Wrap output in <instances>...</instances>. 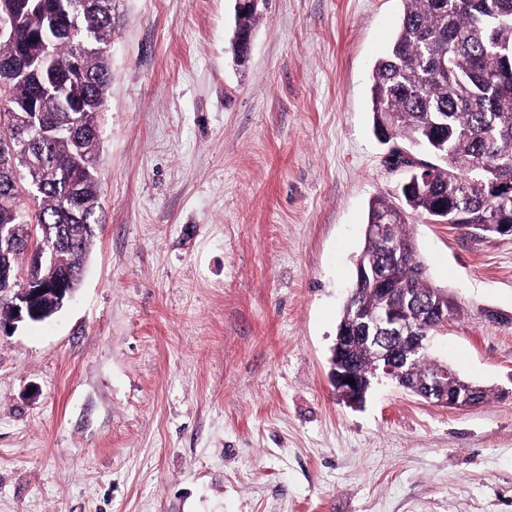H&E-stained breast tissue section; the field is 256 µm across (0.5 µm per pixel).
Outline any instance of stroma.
<instances>
[{
    "instance_id": "35a3bbf8",
    "label": "stroma",
    "mask_w": 512,
    "mask_h": 512,
    "mask_svg": "<svg viewBox=\"0 0 512 512\" xmlns=\"http://www.w3.org/2000/svg\"><path fill=\"white\" fill-rule=\"evenodd\" d=\"M103 222L73 299L0 333V512H512V236L408 217L466 309L428 351L450 409L330 378L369 203L405 171L372 69L403 0H121Z\"/></svg>"
}]
</instances>
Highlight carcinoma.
<instances>
[{
    "mask_svg": "<svg viewBox=\"0 0 512 512\" xmlns=\"http://www.w3.org/2000/svg\"><path fill=\"white\" fill-rule=\"evenodd\" d=\"M113 0H0V13L15 19L14 36L0 40V69L8 71L46 46L38 77L0 82V120L34 102L29 118L39 130L25 151L42 156L41 189L32 207L18 204L15 183L25 174L21 155L0 153V225L35 224L37 238L10 248V275L17 260L30 255L46 236L55 237L75 223H102L96 159L100 130L97 114L112 84L109 46L121 26ZM404 14L386 55L372 73L375 131L415 159L397 154L392 165L420 172L426 181L401 189L402 204L382 197L369 204L367 223L386 225L384 241L365 239L359 259L383 270L395 298L389 306L430 326L424 307H448V293L431 283L407 229V215H425L463 229L481 225L478 236H499L486 223L492 215L512 225V191L493 192L491 182L512 178V66L503 54L512 51V0H403ZM95 232L65 239L78 287L87 250ZM400 248L395 260L383 243ZM367 316L380 311L369 284H353L343 313ZM378 348L414 357L403 382L406 390L423 389L433 371L425 358L405 349L401 338L381 329ZM346 363L364 387H371L377 363L375 348L361 343L346 348ZM448 393L483 402L488 390L464 377L448 382Z\"/></svg>",
    "mask_w": 512,
    "mask_h": 512,
    "instance_id": "carcinoma-1",
    "label": "carcinoma"
}]
</instances>
